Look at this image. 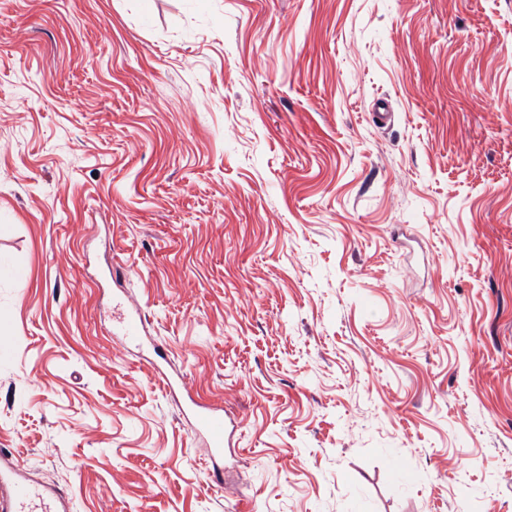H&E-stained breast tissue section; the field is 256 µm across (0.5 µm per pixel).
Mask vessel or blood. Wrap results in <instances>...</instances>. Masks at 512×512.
Returning <instances> with one entry per match:
<instances>
[{"label": "vessel or blood", "instance_id": "1", "mask_svg": "<svg viewBox=\"0 0 512 512\" xmlns=\"http://www.w3.org/2000/svg\"><path fill=\"white\" fill-rule=\"evenodd\" d=\"M187 411L194 422V429L205 443L213 462L212 481L223 483L224 441L227 427L221 409L190 402ZM7 490L8 501L0 500V512H69L66 498L56 490L42 489L34 485L26 468L4 452L0 453V490Z\"/></svg>", "mask_w": 512, "mask_h": 512}]
</instances>
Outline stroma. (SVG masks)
I'll return each mask as SVG.
<instances>
[{"label":"stroma","mask_w":512,"mask_h":512,"mask_svg":"<svg viewBox=\"0 0 512 512\" xmlns=\"http://www.w3.org/2000/svg\"><path fill=\"white\" fill-rule=\"evenodd\" d=\"M1 255L70 512H512V0H0ZM190 404L187 411L194 422V429L205 443L208 456L213 462L210 478L215 483H224V466L220 460L224 456V441L226 439L227 427L224 421L222 408H215L197 403L189 396Z\"/></svg>","instance_id":"35a3bbf8"}]
</instances>
